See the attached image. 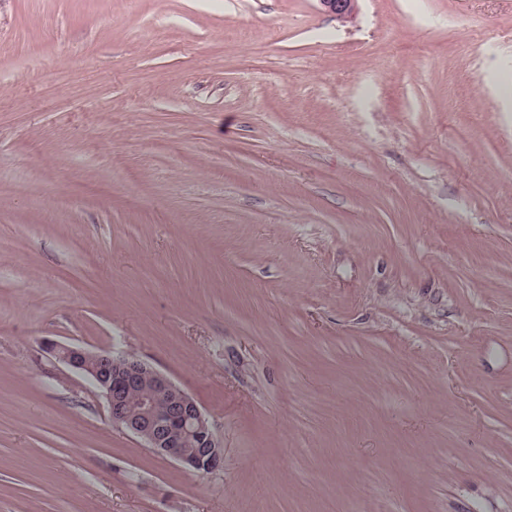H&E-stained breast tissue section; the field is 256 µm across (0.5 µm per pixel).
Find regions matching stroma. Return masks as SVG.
<instances>
[{
    "instance_id": "obj_1",
    "label": "stroma",
    "mask_w": 512,
    "mask_h": 512,
    "mask_svg": "<svg viewBox=\"0 0 512 512\" xmlns=\"http://www.w3.org/2000/svg\"><path fill=\"white\" fill-rule=\"evenodd\" d=\"M0 512H512V0H0ZM48 352L59 363L90 379L104 398L110 419L138 438L158 455L199 473L224 468V448L196 401L171 378L145 360L112 351L91 352L83 347L51 344ZM154 388L153 397L137 405L130 393L144 382ZM192 444L196 448H186Z\"/></svg>"
}]
</instances>
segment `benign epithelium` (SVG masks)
Instances as JSON below:
<instances>
[{
	"label": "benign epithelium",
	"instance_id": "1",
	"mask_svg": "<svg viewBox=\"0 0 512 512\" xmlns=\"http://www.w3.org/2000/svg\"><path fill=\"white\" fill-rule=\"evenodd\" d=\"M336 18H353L358 0H320ZM48 352L68 369L90 379L104 398L113 423L125 428L158 455L199 473L224 469V448L196 401L171 378L145 360L111 351L91 352L83 347L52 344ZM150 382L154 395L134 405L130 393ZM196 448L187 455L182 448Z\"/></svg>",
	"mask_w": 512,
	"mask_h": 512
}]
</instances>
